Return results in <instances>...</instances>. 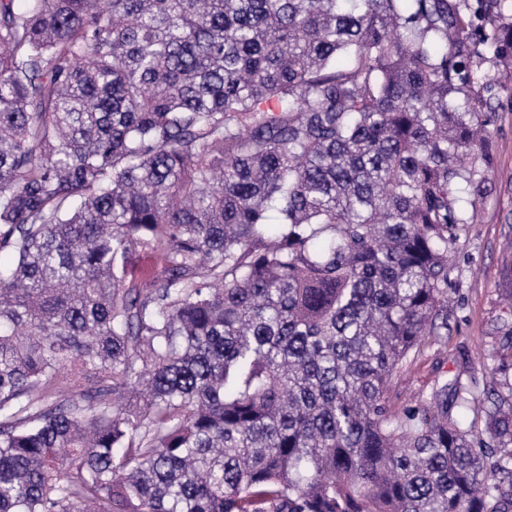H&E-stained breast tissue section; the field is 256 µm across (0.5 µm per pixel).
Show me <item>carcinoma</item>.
I'll use <instances>...</instances> for the list:
<instances>
[{
	"mask_svg": "<svg viewBox=\"0 0 512 512\" xmlns=\"http://www.w3.org/2000/svg\"><path fill=\"white\" fill-rule=\"evenodd\" d=\"M16 2L0 512H512L511 381L391 401L448 335L508 0ZM157 268V259L154 254L145 251H135L128 259L127 269L130 275L140 277Z\"/></svg>",
	"mask_w": 512,
	"mask_h": 512,
	"instance_id": "1",
	"label": "carcinoma"
}]
</instances>
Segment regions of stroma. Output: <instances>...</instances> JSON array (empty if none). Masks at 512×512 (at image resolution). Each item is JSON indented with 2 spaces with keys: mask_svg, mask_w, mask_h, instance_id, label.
<instances>
[{
  "mask_svg": "<svg viewBox=\"0 0 512 512\" xmlns=\"http://www.w3.org/2000/svg\"><path fill=\"white\" fill-rule=\"evenodd\" d=\"M494 139L497 165L492 191L484 199L478 221L450 260L455 288L448 293L451 329L448 339L425 347L422 355L395 381L396 406H412L460 365H468L481 381L492 373L512 378V360L495 352V331L512 308L503 300L512 270V90L502 92L497 106Z\"/></svg>",
  "mask_w": 512,
  "mask_h": 512,
  "instance_id": "stroma-1",
  "label": "stroma"
}]
</instances>
